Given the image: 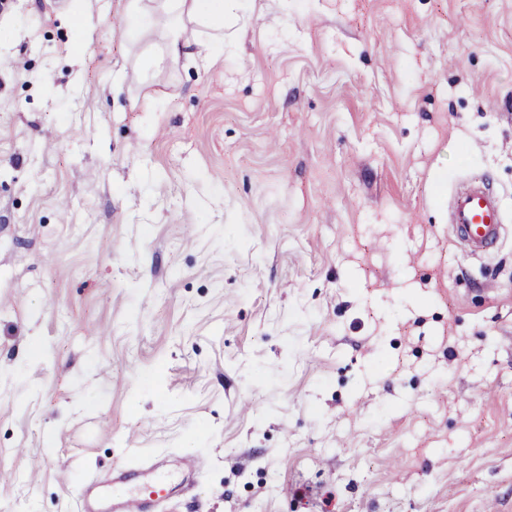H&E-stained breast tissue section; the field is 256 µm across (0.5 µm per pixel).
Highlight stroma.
<instances>
[{
  "mask_svg": "<svg viewBox=\"0 0 512 512\" xmlns=\"http://www.w3.org/2000/svg\"><path fill=\"white\" fill-rule=\"evenodd\" d=\"M127 4L0 0V512H512V235L448 224L512 225V0H239L148 79ZM448 213L453 237L470 255L490 253L506 236L500 197L484 185L452 192ZM201 468L198 460L174 456L150 465L118 463L108 476L83 481L77 488L80 512H156Z\"/></svg>",
  "mask_w": 512,
  "mask_h": 512,
  "instance_id": "35a3bbf8",
  "label": "stroma"
}]
</instances>
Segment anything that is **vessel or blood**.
<instances>
[{"label": "vessel or blood", "mask_w": 512, "mask_h": 512, "mask_svg": "<svg viewBox=\"0 0 512 512\" xmlns=\"http://www.w3.org/2000/svg\"><path fill=\"white\" fill-rule=\"evenodd\" d=\"M448 213L453 237L470 255L493 251L506 236L500 197L486 186L452 192ZM200 469L198 460L174 456L149 465L118 463L108 476L83 481L78 487L81 512H156Z\"/></svg>", "instance_id": "obj_1"}]
</instances>
